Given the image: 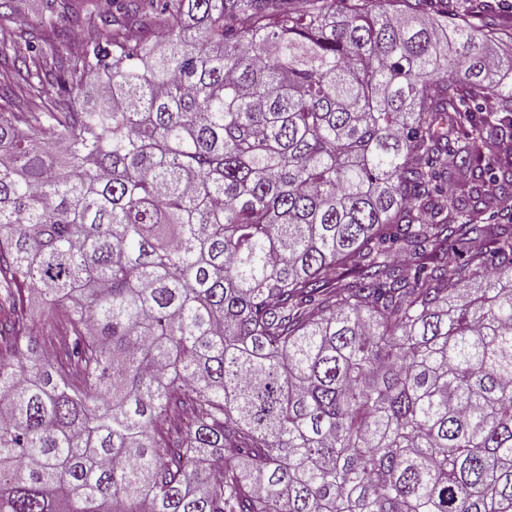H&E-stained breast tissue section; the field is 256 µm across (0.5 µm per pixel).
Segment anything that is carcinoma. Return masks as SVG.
<instances>
[{"label":"carcinoma","mask_w":512,"mask_h":512,"mask_svg":"<svg viewBox=\"0 0 512 512\" xmlns=\"http://www.w3.org/2000/svg\"><path fill=\"white\" fill-rule=\"evenodd\" d=\"M98 20L0 71V512H512V11Z\"/></svg>","instance_id":"1"}]
</instances>
